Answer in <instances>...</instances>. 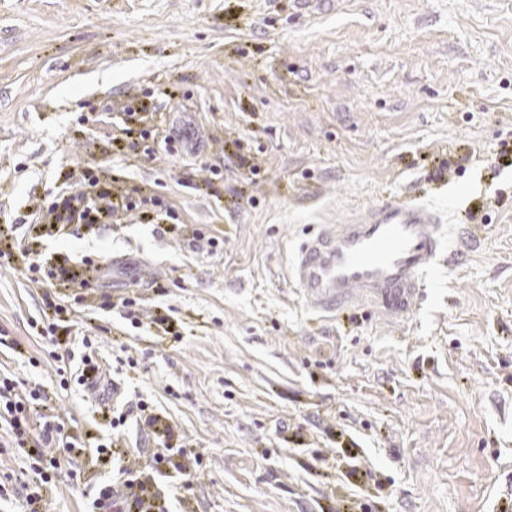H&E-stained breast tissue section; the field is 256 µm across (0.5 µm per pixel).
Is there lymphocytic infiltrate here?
Masks as SVG:
<instances>
[{
    "instance_id": "obj_1",
    "label": "lymphocytic infiltrate",
    "mask_w": 512,
    "mask_h": 512,
    "mask_svg": "<svg viewBox=\"0 0 512 512\" xmlns=\"http://www.w3.org/2000/svg\"><path fill=\"white\" fill-rule=\"evenodd\" d=\"M136 151L155 156L164 150L168 156L177 157L193 139L188 128L168 126L166 117H159L153 131H140ZM143 200L139 188L121 189L103 183L94 167H79L77 172L67 173L60 186L50 191L41 211L45 221L51 224H109L139 211ZM24 258L29 272L41 273L43 285L42 304L45 308L40 317L31 318L29 326L39 336L56 335L58 315L67 313L56 285H70L75 289L73 299L84 302L88 291L85 279L74 269L62 265H46L37 250L26 247L20 253L0 249V266L15 264ZM47 397L42 384L21 386L18 380L0 377V420L9 427L13 447L25 448L29 441L41 442L43 447L64 446L67 450L81 449L79 435L74 433L59 415L47 414ZM140 420L150 429L157 440V448L146 463L128 461L127 450L116 447L114 440L97 444L93 450L96 460L112 462L116 472L111 483L98 488L83 489L86 512H168L161 504L159 484L163 478L173 477V487L179 501H186L193 490V466L201 462L200 455L192 454L186 446L174 445L175 430L171 423L155 413L150 403L138 400L136 404ZM62 468L57 457H37L30 463L33 473L31 482L25 483L27 512H44V494L53 476Z\"/></svg>"
}]
</instances>
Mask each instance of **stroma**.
Listing matches in <instances>:
<instances>
[{"instance_id": "35a3bbf8", "label": "stroma", "mask_w": 512, "mask_h": 512, "mask_svg": "<svg viewBox=\"0 0 512 512\" xmlns=\"http://www.w3.org/2000/svg\"><path fill=\"white\" fill-rule=\"evenodd\" d=\"M201 153L126 160L132 98ZM114 123L82 124L91 109ZM222 179L203 186L202 164ZM161 193L210 255L148 222L11 229L60 174ZM192 187H184V179ZM429 204L449 249L420 310L315 312L292 274L312 229L390 198ZM0 234L53 262L127 257L155 320L79 312L120 401L151 397L203 464L170 512H512V0H0ZM166 296H159V287ZM42 288L0 268V372L42 383L90 439L95 397L59 387L77 349L32 334ZM323 461H316V454ZM81 456L49 512L111 480Z\"/></svg>"}]
</instances>
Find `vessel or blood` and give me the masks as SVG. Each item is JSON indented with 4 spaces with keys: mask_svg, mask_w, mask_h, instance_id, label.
Masks as SVG:
<instances>
[{
    "mask_svg": "<svg viewBox=\"0 0 512 512\" xmlns=\"http://www.w3.org/2000/svg\"><path fill=\"white\" fill-rule=\"evenodd\" d=\"M443 239L437 212L416 200L390 199L355 223L323 227L303 242L295 281L314 309L366 306L401 319L421 305Z\"/></svg>",
    "mask_w": 512,
    "mask_h": 512,
    "instance_id": "1",
    "label": "vessel or blood"
}]
</instances>
